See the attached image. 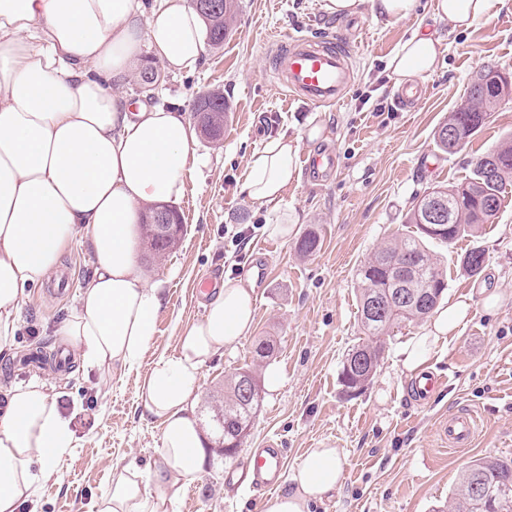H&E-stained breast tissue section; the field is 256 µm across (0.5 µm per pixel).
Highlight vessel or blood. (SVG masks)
Instances as JSON below:
<instances>
[{"label": "vessel or blood", "instance_id": "1", "mask_svg": "<svg viewBox=\"0 0 512 512\" xmlns=\"http://www.w3.org/2000/svg\"><path fill=\"white\" fill-rule=\"evenodd\" d=\"M275 41L277 49L270 58V67L290 99L314 107L340 102L354 78L348 47L312 35L285 32L277 35ZM425 93V85L417 81L398 86L393 99L399 107L411 108ZM305 167L319 179L334 172L336 158L330 153H316L306 159ZM477 430V418L467 410L442 417L436 425L443 444L454 450L471 447ZM283 477L282 450L277 441L270 440L264 448L249 454L237 481L263 493L274 490Z\"/></svg>", "mask_w": 512, "mask_h": 512}]
</instances>
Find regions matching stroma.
Listing matches in <instances>:
<instances>
[{
    "instance_id": "obj_1",
    "label": "stroma",
    "mask_w": 512,
    "mask_h": 512,
    "mask_svg": "<svg viewBox=\"0 0 512 512\" xmlns=\"http://www.w3.org/2000/svg\"><path fill=\"white\" fill-rule=\"evenodd\" d=\"M435 3L418 0L410 18L395 22L366 11L336 17L324 10L323 0H239L230 34L223 45L207 46L197 69L162 72L149 88L137 78L127 85L128 94L148 89L151 102H175L187 112L198 95L220 91L229 121L220 143L194 139L196 163L177 203L187 227L181 244L161 262L147 249L138 253L163 295L139 370L101 379L76 359L64 371L51 365L56 352L69 350L59 329L92 273L84 239H76L54 277L23 301L14 345L0 355V396L30 379L45 381L70 417L75 438L37 491L39 512H90L94 499L107 492L114 469L158 460L162 425L142 414L141 374L175 354L181 329L202 319L226 275L253 280L254 328L236 349L203 367L193 414L203 417L220 396L225 375L251 364L259 341L274 339L270 363L284 382L278 391H263L236 460L276 440L291 470L309 449L334 445L343 463L341 486L314 512H445L471 461L512 458V186L478 237L432 246L447 272L446 299L473 301L467 321L427 362L444 386L417 401L403 372L400 351L422 334L420 323L385 337L381 362L363 392L346 394L340 383L349 350L366 340L357 269L385 238L403 230L416 199L433 186L466 181L473 157L512 134L509 98L493 109L465 150L449 155L438 149L434 133L464 101L477 71L491 66L512 74V0L465 31L435 20ZM419 28L438 39V65L423 77L424 99L408 112L393 100L395 82L386 66ZM287 30L351 46L354 81L339 103L317 109L288 100L266 67L273 35ZM282 135L297 141L303 158L332 151L336 171L324 182L298 173L274 214L253 203L242 186L251 154ZM281 217L288 221L287 236L267 234L266 225ZM240 232L245 241L233 242ZM308 232L319 246L303 255L297 243ZM475 245L485 249L487 261L482 274L471 277L460 257ZM488 297L495 301L490 313L483 308ZM463 407L478 412L480 429L471 448L452 454L436 422ZM236 460L206 448L200 472L172 512H262L264 496L229 485Z\"/></svg>"
}]
</instances>
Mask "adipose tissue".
<instances>
[{
    "label": "adipose tissue",
    "instance_id": "adipose-tissue-1",
    "mask_svg": "<svg viewBox=\"0 0 512 512\" xmlns=\"http://www.w3.org/2000/svg\"><path fill=\"white\" fill-rule=\"evenodd\" d=\"M496 0H437L435 13L467 30L488 19ZM369 7L401 21L417 0H324L336 16ZM204 23L188 0H0V353L10 351L27 287L42 284L77 235L93 272L60 333L78 360L100 376L136 369L163 303L137 253L148 207L181 199L194 132L179 104L155 106L122 87L141 68L142 47L165 69L187 73L205 53ZM436 40L414 34L388 60L397 83L434 71ZM297 142L280 136L254 152L243 184L258 206L279 211L298 173ZM255 297L250 279L224 280L204 319L180 332L177 355L142 377L144 415L160 420V460L148 473L112 474L94 512H168L201 470L203 430L189 415L204 365L249 336ZM468 300L446 302L402 350L418 377L441 342L466 320ZM71 420L34 379L0 403V512H27L35 486L71 448ZM336 449H310L286 490L263 512H312L339 488Z\"/></svg>",
    "mask_w": 512,
    "mask_h": 512
}]
</instances>
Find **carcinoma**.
I'll list each match as a JSON object with an SVG mask.
<instances>
[{
	"label": "carcinoma",
	"instance_id": "carcinoma-1",
	"mask_svg": "<svg viewBox=\"0 0 512 512\" xmlns=\"http://www.w3.org/2000/svg\"><path fill=\"white\" fill-rule=\"evenodd\" d=\"M220 13L202 14L206 34L214 46L224 43L230 33L238 4L237 0H217ZM503 76L492 68L477 72L462 107L450 113L448 120L435 132L437 147L449 155L463 151L471 138L483 126L489 112L505 96L500 93ZM206 111L227 122L224 95L212 93L205 101ZM459 129L453 144L443 133L448 128ZM473 176L457 185H437L419 199L406 214L405 223L414 227L409 233L398 234L381 243L356 274L359 320L367 340L347 354L341 371V382L349 389L362 390L374 377L381 357V338L394 329L427 318L437 307L448 283L437 258L426 246L429 241L452 244L462 236L476 237L480 226L488 223L499 211L503 192L512 182V137L491 151L472 160ZM436 204L445 212V222L429 228L425 206ZM486 263L485 250L469 249L462 258V267L472 276L481 274ZM413 294L425 300L424 305L400 303L399 292ZM372 300L385 304L383 314L373 319L365 315ZM239 372L224 378V396L211 408L215 436H224V447L236 449L242 431L251 426L262 401V390L256 389L248 400L240 394ZM512 486V458L485 456L475 459L460 475L448 500L451 512H512V494L499 496V486Z\"/></svg>",
	"mask_w": 512,
	"mask_h": 512
}]
</instances>
